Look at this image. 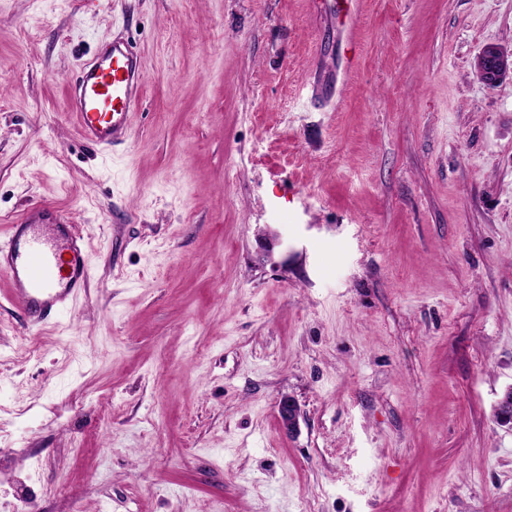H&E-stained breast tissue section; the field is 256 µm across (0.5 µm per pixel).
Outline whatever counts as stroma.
Returning a JSON list of instances; mask_svg holds the SVG:
<instances>
[{"label": "stroma", "mask_w": 512, "mask_h": 512, "mask_svg": "<svg viewBox=\"0 0 512 512\" xmlns=\"http://www.w3.org/2000/svg\"><path fill=\"white\" fill-rule=\"evenodd\" d=\"M359 11L347 75L325 0H0V238L47 203L90 266L58 327L0 272V512H512V0ZM145 75L140 59L125 42L83 65L69 88V110L79 136L89 145L114 150L121 144L141 106ZM473 69L477 78L487 86L512 82V50L486 46L476 56Z\"/></svg>", "instance_id": "stroma-1"}]
</instances>
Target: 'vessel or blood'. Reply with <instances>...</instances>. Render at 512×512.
<instances>
[{"mask_svg": "<svg viewBox=\"0 0 512 512\" xmlns=\"http://www.w3.org/2000/svg\"><path fill=\"white\" fill-rule=\"evenodd\" d=\"M144 83L140 59L125 42H113L83 65L68 94L80 137L106 151L121 144L141 106ZM69 227L67 215L35 204L0 239V271L9 275L13 295L32 324L62 317L86 286L84 244Z\"/></svg>", "mask_w": 512, "mask_h": 512, "instance_id": "b4317fda", "label": "vessel or blood"}]
</instances>
